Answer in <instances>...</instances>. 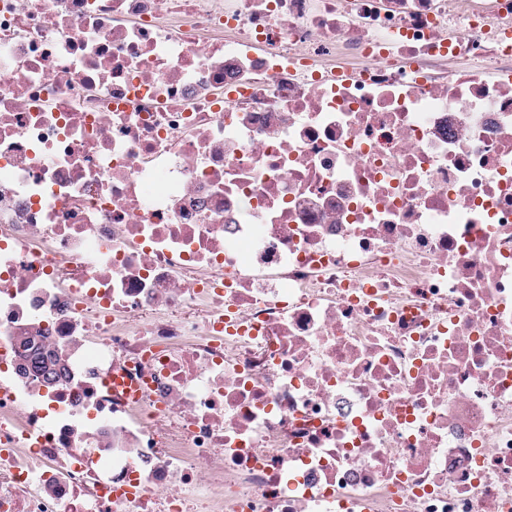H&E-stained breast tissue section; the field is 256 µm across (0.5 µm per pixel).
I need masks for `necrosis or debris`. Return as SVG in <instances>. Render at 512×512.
<instances>
[{"label": "necrosis or debris", "mask_w": 512, "mask_h": 512, "mask_svg": "<svg viewBox=\"0 0 512 512\" xmlns=\"http://www.w3.org/2000/svg\"><path fill=\"white\" fill-rule=\"evenodd\" d=\"M0 512H512V0H0ZM21 345L24 348V362L29 370H33L32 374L41 381L51 380L57 383L66 375L67 361L62 359L59 353L45 350L33 337H23Z\"/></svg>", "instance_id": "4bbe7bcc"}]
</instances>
